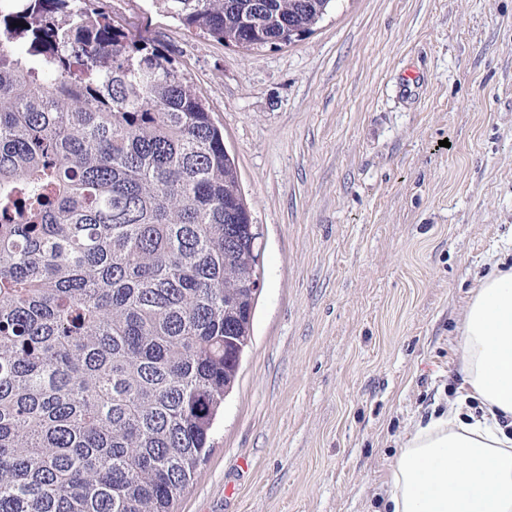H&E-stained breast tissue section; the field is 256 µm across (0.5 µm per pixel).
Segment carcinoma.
I'll use <instances>...</instances> for the list:
<instances>
[{"instance_id": "1", "label": "carcinoma", "mask_w": 512, "mask_h": 512, "mask_svg": "<svg viewBox=\"0 0 512 512\" xmlns=\"http://www.w3.org/2000/svg\"><path fill=\"white\" fill-rule=\"evenodd\" d=\"M88 0L0 5V512H174L251 341L233 159L173 66ZM243 47L331 0H156Z\"/></svg>"}]
</instances>
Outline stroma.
<instances>
[{
	"mask_svg": "<svg viewBox=\"0 0 512 512\" xmlns=\"http://www.w3.org/2000/svg\"><path fill=\"white\" fill-rule=\"evenodd\" d=\"M100 5L206 102L261 232L251 342L176 512H386L457 395L474 289L512 262V0H331L251 50Z\"/></svg>",
	"mask_w": 512,
	"mask_h": 512,
	"instance_id": "35a3bbf8",
	"label": "stroma"
}]
</instances>
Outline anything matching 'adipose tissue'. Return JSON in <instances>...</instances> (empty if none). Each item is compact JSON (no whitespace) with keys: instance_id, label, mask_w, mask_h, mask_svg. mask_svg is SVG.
<instances>
[{"instance_id":"1","label":"adipose tissue","mask_w":512,"mask_h":512,"mask_svg":"<svg viewBox=\"0 0 512 512\" xmlns=\"http://www.w3.org/2000/svg\"><path fill=\"white\" fill-rule=\"evenodd\" d=\"M462 393L402 448L392 512H512V270L481 279L461 325Z\"/></svg>"}]
</instances>
